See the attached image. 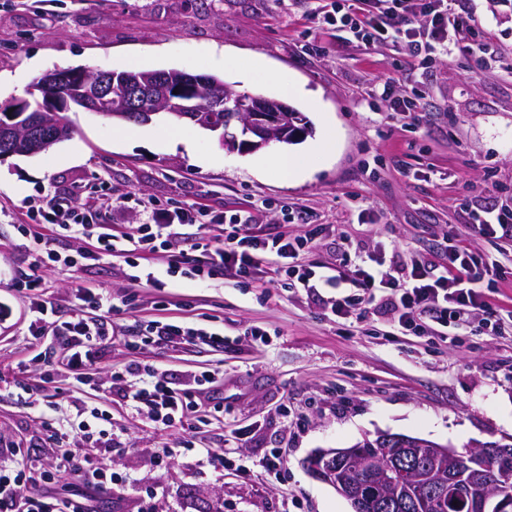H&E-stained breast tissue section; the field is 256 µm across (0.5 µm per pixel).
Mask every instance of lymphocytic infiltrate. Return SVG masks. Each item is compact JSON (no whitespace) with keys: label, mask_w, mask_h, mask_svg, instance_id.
Masks as SVG:
<instances>
[{"label":"lymphocytic infiltrate","mask_w":512,"mask_h":512,"mask_svg":"<svg viewBox=\"0 0 512 512\" xmlns=\"http://www.w3.org/2000/svg\"><path fill=\"white\" fill-rule=\"evenodd\" d=\"M315 15L364 50L394 56L405 51L421 67L436 58L452 62L462 57L472 59L483 49L479 18L466 0H318ZM378 97L388 111L404 116L405 131L424 125V92L419 87L396 96L386 85ZM136 198L131 191L84 201L54 196L35 209L31 219L84 238L88 248L81 258L86 260L117 256L136 268L146 253L163 250L170 254L171 272L202 282L229 269L238 278L252 279L263 265L271 263L291 288L314 291L345 284L350 294L327 303L332 315L360 322L371 310L385 305L393 310L395 322L403 330L422 328L428 319L443 326H460L475 314H493L485 290L507 276L498 261L456 245L449 246L448 263L440 268L423 256L402 250L393 252L389 269L383 271L371 265L370 255L343 252L335 266L323 272L308 259L316 231L297 237L284 231L261 237L253 232L251 213L211 214L191 204L174 210L151 208V223L138 225L131 232L99 223L101 209L121 207ZM176 223L217 224L221 232L195 237L190 250L185 251L173 248L169 238L168 230ZM42 285L43 279L36 273L17 284L18 292L30 302L34 333L50 335L61 351L62 370L76 382L89 384L112 342L108 321L112 303L94 289L76 288L77 304L69 318L61 321L55 308L39 299ZM148 330L172 347L200 343L218 350L224 346L222 334L184 322H153ZM215 380V373L208 370L190 374L181 387L172 386L165 375L150 369L132 382L125 381L123 373L112 375L127 409L166 427L196 420L198 400ZM68 430L94 448H108L113 443L112 415L97 406L79 409ZM20 454L17 448H0V510L96 512L97 493L119 479L90 455L78 460L64 449L49 468L40 470L20 462ZM68 471L75 472L77 481L63 494L53 482L57 473Z\"/></svg>","instance_id":"obj_1"}]
</instances>
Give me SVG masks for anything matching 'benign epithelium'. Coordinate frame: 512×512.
Here are the masks:
<instances>
[{"instance_id": "1", "label": "benign epithelium", "mask_w": 512, "mask_h": 512, "mask_svg": "<svg viewBox=\"0 0 512 512\" xmlns=\"http://www.w3.org/2000/svg\"><path fill=\"white\" fill-rule=\"evenodd\" d=\"M214 84L216 81L207 76L186 72L126 73L122 78L121 111L115 114L101 110V103L112 99L113 75L110 71L100 70L92 75L84 68H57L40 78L39 88L48 92L46 105L42 108L44 112L68 110L76 105L106 118L133 112L143 123L150 121L153 109L149 108V103L155 101L157 91L162 90L165 99L159 109L220 132L221 146L232 152H254L304 135L301 122L289 115L290 106L267 96L253 97L240 109L224 114V122L215 121L212 113L222 110L221 103L214 102L205 108L196 95L198 87ZM175 89L178 90L176 94L173 93ZM12 108L14 112L8 121H0V162L13 156L36 155L65 138V132L60 128L50 136L19 135L15 121L19 114L29 111V102L19 100L12 104ZM238 123L244 126L242 137L230 132ZM312 470L316 477L334 486L350 503L357 502L359 495L352 484L333 479L315 464ZM448 485L458 496L477 498L481 495V487L473 478L461 481L451 475Z\"/></svg>"}]
</instances>
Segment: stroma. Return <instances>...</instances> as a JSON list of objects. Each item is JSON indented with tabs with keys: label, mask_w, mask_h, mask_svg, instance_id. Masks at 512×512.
I'll return each instance as SVG.
<instances>
[{
	"label": "stroma",
	"mask_w": 512,
	"mask_h": 512,
	"mask_svg": "<svg viewBox=\"0 0 512 512\" xmlns=\"http://www.w3.org/2000/svg\"><path fill=\"white\" fill-rule=\"evenodd\" d=\"M488 54L485 66L436 61L410 72L425 93L428 122L400 131L372 95L394 76L389 59L360 51L311 16L307 0H0V104L26 98L57 67L105 71L178 69L211 74L232 89L278 98L282 82L304 90L290 106L312 122L297 144L230 153L215 133L196 129L192 149L169 143L157 117L125 127L74 108L75 132L48 152L0 163V439L27 451L32 465L53 450L42 418H69L75 407L111 397L120 428L111 451L72 437L74 456L94 454L122 483L102 493L98 512H353L305 460L348 448L364 436L397 433L465 448L512 441V336L484 327L438 337L401 332L378 311L360 327L327 313L321 297L278 283L223 276L199 284L166 273L158 252L146 269L162 288L134 283L118 257L71 270L43 269L44 297L61 317L73 289L109 295L114 341L89 386H71L59 352L33 336L29 301L15 284L46 249L76 254L84 241L42 227L26 234L28 203L66 193L91 198L130 190L172 209H259L256 231L286 224L304 234L321 225L310 259L333 266L339 250L391 255L410 250L442 264L456 244L508 264L512 240L475 236L471 214L512 203V0H474ZM261 70L246 72L252 60ZM333 147L313 153L318 141ZM311 154L308 170L283 178L272 157ZM296 218L284 223L283 211ZM151 320H179L223 334V351L141 344ZM152 364L180 378L217 371L204 400L224 404L223 424L159 427L126 411L112 372ZM214 449L215 457L204 454ZM284 452L278 477L254 471L270 449ZM250 466L241 474L222 458Z\"/></svg>",
	"instance_id": "stroma-1"
}]
</instances>
